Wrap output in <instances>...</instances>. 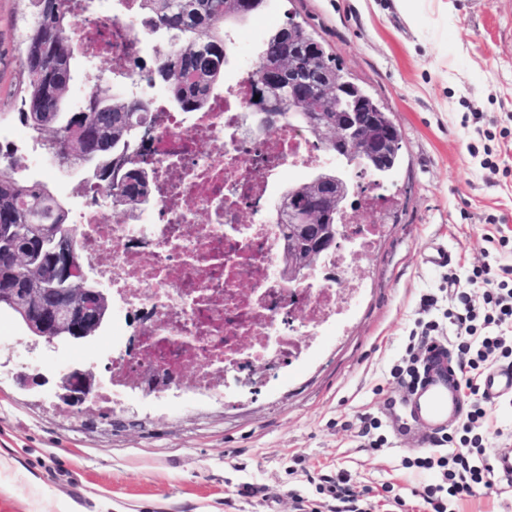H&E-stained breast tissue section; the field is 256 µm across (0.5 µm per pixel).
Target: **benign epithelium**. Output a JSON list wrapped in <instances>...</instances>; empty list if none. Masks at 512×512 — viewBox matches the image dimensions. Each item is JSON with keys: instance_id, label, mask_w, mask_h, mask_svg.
I'll return each instance as SVG.
<instances>
[{"instance_id": "benign-epithelium-1", "label": "benign epithelium", "mask_w": 512, "mask_h": 512, "mask_svg": "<svg viewBox=\"0 0 512 512\" xmlns=\"http://www.w3.org/2000/svg\"><path fill=\"white\" fill-rule=\"evenodd\" d=\"M288 105L272 99L268 85L278 82L280 71L263 69L253 81L246 111L248 131L256 138L286 121L284 112L292 107L304 118L302 130L316 135L331 162L312 172L298 188L299 207L288 209V190L274 202L277 212L289 210L290 229L282 235L276 264L280 282L309 293L316 287L315 271L331 250L348 241L345 225L331 224L361 207L362 176L391 165L397 140L395 128L382 123L367 111L356 97L352 82H344L335 69L318 63L320 46L300 36V26L288 27ZM259 99H254V96ZM347 99L348 105H336L325 111L330 99ZM15 229L0 225V250L5 261L13 260ZM51 245L46 275L42 282L28 287L19 277L8 288H0V309L12 310L36 341L47 344L81 343L99 332L112 316V290L90 275L82 262V239L77 226L57 239L28 238V254ZM23 386H41L46 377L37 367H24L15 374ZM101 380L92 371L69 365L60 372L56 406L67 414H81L94 405Z\"/></svg>"}]
</instances>
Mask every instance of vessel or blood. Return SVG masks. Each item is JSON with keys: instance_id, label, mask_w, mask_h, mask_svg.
<instances>
[{"instance_id": "obj_1", "label": "vessel or blood", "mask_w": 512, "mask_h": 512, "mask_svg": "<svg viewBox=\"0 0 512 512\" xmlns=\"http://www.w3.org/2000/svg\"><path fill=\"white\" fill-rule=\"evenodd\" d=\"M481 389L491 401L512 395V367L487 373ZM408 399L413 415L422 427V447H433L443 431L463 418L466 400L447 342L437 340L428 345L420 378L409 388Z\"/></svg>"}]
</instances>
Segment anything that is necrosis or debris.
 Listing matches in <instances>:
<instances>
[{
	"instance_id": "4bbe7bcc",
	"label": "necrosis or debris",
	"mask_w": 512,
	"mask_h": 512,
	"mask_svg": "<svg viewBox=\"0 0 512 512\" xmlns=\"http://www.w3.org/2000/svg\"><path fill=\"white\" fill-rule=\"evenodd\" d=\"M68 5L91 24L79 44L83 58L105 60L113 76L128 78L148 38L137 0H112L111 14L102 17L93 15V0ZM253 73L250 64L238 69L196 112L158 102L132 160L151 170L150 217L112 223L98 186L75 188L86 204L71 222L82 234L90 273L112 290V363L99 404L118 409L138 394L146 378L129 361L136 347L147 365L181 370L197 364L188 392L199 400L251 394L242 361L277 356L281 371L289 372L318 350L289 318V294L274 275L281 226L261 212L277 199L285 168L310 171L328 157L292 124L259 141L245 131ZM210 142L219 143V150L205 151ZM244 280L254 291L240 298L236 292ZM358 298L354 287L345 294L323 288L306 304L308 321L336 326ZM188 392L173 384L156 397L168 404Z\"/></svg>"
}]
</instances>
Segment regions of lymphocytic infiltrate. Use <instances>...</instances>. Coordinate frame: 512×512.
<instances>
[{
	"instance_id": "obj_1",
	"label": "lymphocytic infiltrate",
	"mask_w": 512,
	"mask_h": 512,
	"mask_svg": "<svg viewBox=\"0 0 512 512\" xmlns=\"http://www.w3.org/2000/svg\"><path fill=\"white\" fill-rule=\"evenodd\" d=\"M508 276H512L511 265L498 268L484 263L472 270L471 282L478 285V292L456 294L460 332L454 344L460 353L462 388L471 395L469 409L455 433L439 438L438 450L405 461L406 467L436 476L421 495L429 512H447L441 499L445 493L465 498L501 491L502 478L486 460L481 429L488 416L487 401L478 380L491 362L512 358V287L504 284ZM323 489L331 499L330 512H373L365 491L357 489L345 471L326 477Z\"/></svg>"
}]
</instances>
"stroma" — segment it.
<instances>
[{"instance_id": "stroma-1", "label": "stroma", "mask_w": 512, "mask_h": 512, "mask_svg": "<svg viewBox=\"0 0 512 512\" xmlns=\"http://www.w3.org/2000/svg\"><path fill=\"white\" fill-rule=\"evenodd\" d=\"M28 7L0 0V147L16 148L18 162L77 209L73 181L33 158L17 118L18 30ZM290 18L401 133L399 165L383 181L395 207L376 248L355 261L366 292L344 333L296 377L243 405L135 397L133 419L97 409L68 417L53 407L58 363L105 377V360L89 357L103 334L34 348L16 315L0 310V512H295L298 494L329 512L316 484L339 470L372 488L377 512H387L391 492L425 512L417 494L426 478L403 466L416 448L390 427L412 422L390 371L417 322L456 336L447 312L473 267L512 265V0H421L413 21L397 0H271L234 31L254 53ZM501 236L506 247L494 249ZM434 242L447 244L448 267L424 263ZM30 362L45 385L14 382L13 371ZM366 417L387 440L382 452L359 436Z\"/></svg>"}]
</instances>
